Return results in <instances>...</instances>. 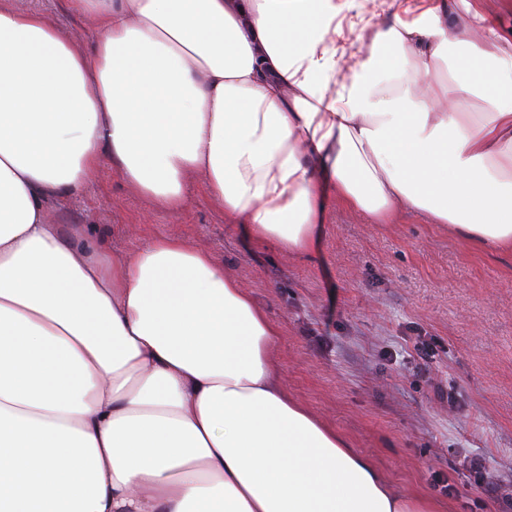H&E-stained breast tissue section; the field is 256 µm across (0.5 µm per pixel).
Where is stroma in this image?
Returning a JSON list of instances; mask_svg holds the SVG:
<instances>
[{
	"instance_id": "stroma-1",
	"label": "stroma",
	"mask_w": 512,
	"mask_h": 512,
	"mask_svg": "<svg viewBox=\"0 0 512 512\" xmlns=\"http://www.w3.org/2000/svg\"><path fill=\"white\" fill-rule=\"evenodd\" d=\"M44 11L76 50L98 37L66 0H18ZM114 253L157 237L209 252L277 323L289 393L371 455L403 493L439 512H500L483 475L512 471V257L476 249L404 212L388 224L327 206L318 251L288 253L249 238L192 180L185 206L159 210L110 163L49 205ZM454 392L448 406L434 385ZM480 458L484 469L465 466Z\"/></svg>"
}]
</instances>
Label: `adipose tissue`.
Returning <instances> with one entry per match:
<instances>
[{
	"label": "adipose tissue",
	"mask_w": 512,
	"mask_h": 512,
	"mask_svg": "<svg viewBox=\"0 0 512 512\" xmlns=\"http://www.w3.org/2000/svg\"><path fill=\"white\" fill-rule=\"evenodd\" d=\"M67 3L89 51L0 0V512H435L289 395L222 263L111 253L48 203L106 160L162 209L198 176L289 253L331 189L512 256V39L473 8L449 32L448 0Z\"/></svg>",
	"instance_id": "obj_1"
}]
</instances>
